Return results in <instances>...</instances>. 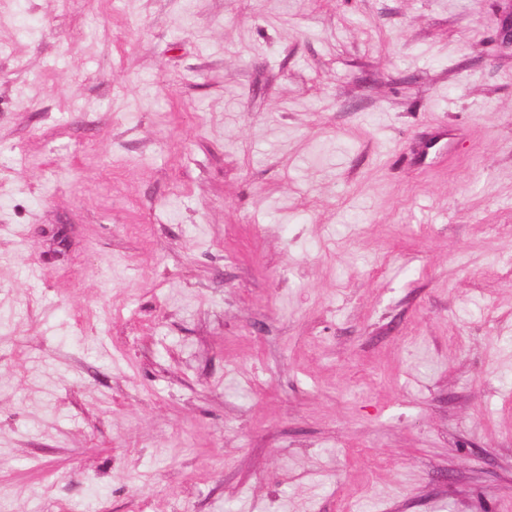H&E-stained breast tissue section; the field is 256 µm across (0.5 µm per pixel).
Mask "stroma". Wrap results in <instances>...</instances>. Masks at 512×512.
Masks as SVG:
<instances>
[{"instance_id":"stroma-1","label":"stroma","mask_w":512,"mask_h":512,"mask_svg":"<svg viewBox=\"0 0 512 512\" xmlns=\"http://www.w3.org/2000/svg\"><path fill=\"white\" fill-rule=\"evenodd\" d=\"M512 0H0V512H512Z\"/></svg>"}]
</instances>
